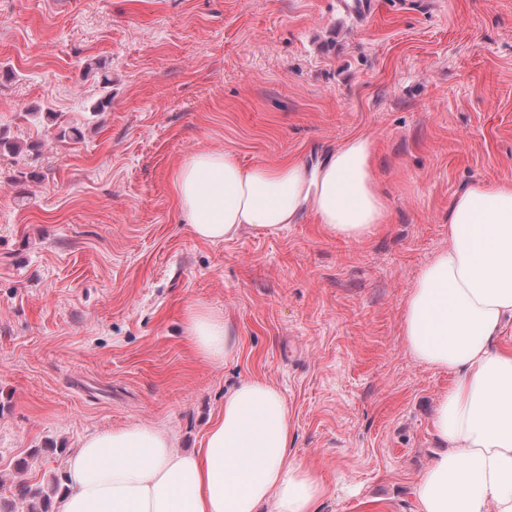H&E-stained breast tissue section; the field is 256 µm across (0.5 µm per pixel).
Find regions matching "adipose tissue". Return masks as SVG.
<instances>
[{"mask_svg":"<svg viewBox=\"0 0 512 512\" xmlns=\"http://www.w3.org/2000/svg\"><path fill=\"white\" fill-rule=\"evenodd\" d=\"M374 142L358 135L324 160L243 165L202 148L174 174L178 207L194 237L228 241L276 233L313 213L328 235L359 241L388 208L372 170ZM512 182L474 183L448 211V245L411 281L402 336L411 356L451 377L432 416L439 443L416 487L418 512H512ZM186 331L198 354L221 364L235 340L221 312L197 304ZM288 401L249 376L224 393L202 446L178 450L163 425H129L82 438L69 457L57 512H314L318 473L291 456Z\"/></svg>","mask_w":512,"mask_h":512,"instance_id":"ef3b65f1","label":"adipose tissue"}]
</instances>
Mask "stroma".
Here are the masks:
<instances>
[{"label":"stroma","mask_w":512,"mask_h":512,"mask_svg":"<svg viewBox=\"0 0 512 512\" xmlns=\"http://www.w3.org/2000/svg\"><path fill=\"white\" fill-rule=\"evenodd\" d=\"M97 61L112 103L93 113ZM1 66L0 133L34 149L0 156V479L47 485L83 437L132 424L197 450L261 376L323 479L317 512H417L449 376L407 351L402 307L454 197L512 181V0H376L364 21L336 0H0ZM49 111L82 140L46 133ZM357 135L389 207L364 240L308 214L204 242L178 211L198 148L314 163ZM193 304L229 320L224 364L192 347Z\"/></svg>","instance_id":"obj_1"}]
</instances>
